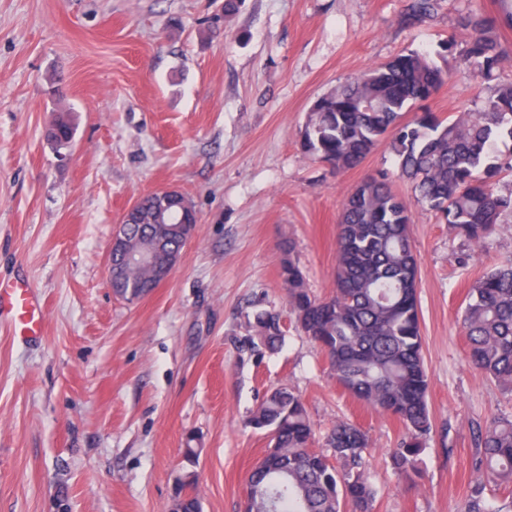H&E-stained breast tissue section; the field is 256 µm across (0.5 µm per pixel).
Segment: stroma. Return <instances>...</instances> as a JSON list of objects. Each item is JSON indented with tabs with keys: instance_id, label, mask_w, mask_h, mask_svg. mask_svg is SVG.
<instances>
[{
	"instance_id": "1",
	"label": "stroma",
	"mask_w": 512,
	"mask_h": 512,
	"mask_svg": "<svg viewBox=\"0 0 512 512\" xmlns=\"http://www.w3.org/2000/svg\"><path fill=\"white\" fill-rule=\"evenodd\" d=\"M410 3L243 0L228 17L224 0H0V279L28 280L45 314L28 341L0 325V512H168L182 486L201 512H243L269 447L245 421L281 384L302 395L316 450L336 421L367 433L373 512H465L473 433L512 419V398L470 366L462 314L512 257V216L477 250L414 201L387 143L344 171L299 146L314 101L411 50L448 73L432 112L482 110L490 85L442 45L512 0H438L409 24ZM60 111L75 126L61 151L46 137ZM381 173L408 202L419 261L431 432L413 482L388 459L402 424L337 384L281 277L288 256L314 295L333 292L344 201ZM161 189L198 222L170 277L128 303L109 282L112 235ZM258 306L285 331L260 358L238 349Z\"/></svg>"
}]
</instances>
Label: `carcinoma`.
Wrapping results in <instances>:
<instances>
[{
  "label": "carcinoma",
  "instance_id": "carcinoma-1",
  "mask_svg": "<svg viewBox=\"0 0 512 512\" xmlns=\"http://www.w3.org/2000/svg\"><path fill=\"white\" fill-rule=\"evenodd\" d=\"M437 0H413L410 17L431 16ZM472 31L465 47L454 38L443 45L483 82L508 57L496 35L495 20L469 15ZM447 74L426 55L410 52L374 66L318 98L301 133V149L335 169L360 165L383 139L397 159L401 176L416 199L441 214L448 228L481 247L501 217L512 215V192L496 187L512 162L491 155L493 140L512 138V84L494 89L480 112L443 120L421 110L400 116L431 99ZM48 138L62 148L71 143L73 124L56 116ZM164 208L171 220L179 210L152 192L138 200L139 223L124 227L132 249L150 244V227ZM185 240L170 234L159 253H180ZM336 288L324 299L312 296L300 269L284 259L281 276L299 333L324 351L336 382L352 397L397 418L405 429L389 457L407 478L418 474V457L430 432L428 374L418 308V263L407 204L391 185L371 176L348 196L338 224ZM152 271L134 269L112 281L114 295L127 302L144 296L140 285ZM253 334L243 347L275 350L284 342L278 314L259 310ZM471 365L512 394V261L487 272L471 290L463 313ZM269 433L278 451L250 472L244 512H372L374 490L364 479L369 437L357 426L336 424L327 438L342 469L314 451V429L299 393L282 385L271 390L249 418ZM474 485L466 512H488L485 482L512 483V420L494 418L475 432Z\"/></svg>",
  "mask_w": 512,
  "mask_h": 512
}]
</instances>
